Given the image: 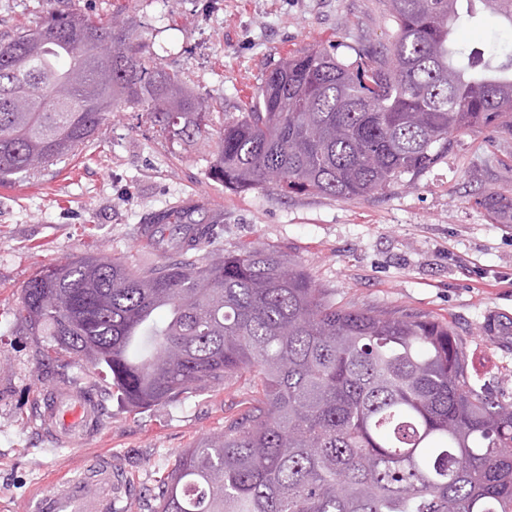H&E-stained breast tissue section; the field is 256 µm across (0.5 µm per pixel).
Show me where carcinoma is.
<instances>
[{
    "label": "carcinoma",
    "instance_id": "obj_1",
    "mask_svg": "<svg viewBox=\"0 0 512 512\" xmlns=\"http://www.w3.org/2000/svg\"><path fill=\"white\" fill-rule=\"evenodd\" d=\"M462 1L385 0L386 52H289L217 132L211 179L353 201L431 168L458 136L512 134V53L450 39ZM481 2L512 27V0ZM119 104L180 152L212 136L211 106L117 22L60 10L0 34V180L73 153ZM477 204L509 206L496 192ZM220 224L172 204L142 227L174 259L71 256L15 309L44 352L109 379L132 410L258 373L244 409L149 490L150 512H512V402L475 389L447 323L338 307L276 249L202 256Z\"/></svg>",
    "mask_w": 512,
    "mask_h": 512
}]
</instances>
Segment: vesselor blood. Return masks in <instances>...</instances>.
<instances>
[{
    "label": "vessel or blood",
    "instance_id": "1",
    "mask_svg": "<svg viewBox=\"0 0 512 512\" xmlns=\"http://www.w3.org/2000/svg\"><path fill=\"white\" fill-rule=\"evenodd\" d=\"M40 429L55 443L72 446L84 442L103 427L96 403L80 391H53L38 415ZM119 465L101 457L82 473L57 479L49 494L33 498L28 512H112L120 483Z\"/></svg>",
    "mask_w": 512,
    "mask_h": 512
}]
</instances>
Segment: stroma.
<instances>
[{
  "label": "stroma",
  "mask_w": 512,
  "mask_h": 512,
  "mask_svg": "<svg viewBox=\"0 0 512 512\" xmlns=\"http://www.w3.org/2000/svg\"><path fill=\"white\" fill-rule=\"evenodd\" d=\"M117 4L119 23L213 105L218 126L244 111L290 49L332 45L349 59L364 45L390 47L396 32L381 0H0V32L57 10L106 20ZM452 37L512 49V28L482 10L461 16ZM214 154L204 140L173 156L140 110L121 107L75 154L0 183V512H25L53 478L77 475L99 455L131 479L115 512H148L147 490L178 456L254 396L248 373L137 411L103 390L104 427L78 447L56 445L31 421L43 390L92 381L71 358L46 359L24 335L14 318L23 286L83 253L152 261L134 229L175 202L223 214L215 253L272 247L299 260L337 304L449 323L466 343L474 386L512 402V334L489 341L482 333L487 314L512 322V212L495 219L477 203L490 191L512 201V135L490 127L462 137L429 170L356 201L285 198L269 187L233 193L208 177Z\"/></svg>",
  "instance_id": "1"
}]
</instances>
